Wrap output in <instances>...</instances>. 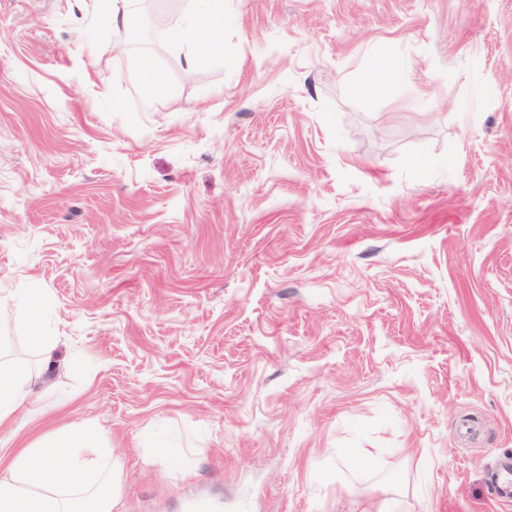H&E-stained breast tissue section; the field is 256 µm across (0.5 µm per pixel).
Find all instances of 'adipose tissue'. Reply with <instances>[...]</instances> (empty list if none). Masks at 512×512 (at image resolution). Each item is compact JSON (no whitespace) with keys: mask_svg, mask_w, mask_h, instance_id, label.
<instances>
[{"mask_svg":"<svg viewBox=\"0 0 512 512\" xmlns=\"http://www.w3.org/2000/svg\"><path fill=\"white\" fill-rule=\"evenodd\" d=\"M223 12H202L178 27L188 67L218 53ZM28 369L0 356V427L30 397ZM0 479V512H112L114 463L99 432L76 426L19 449Z\"/></svg>","mask_w":512,"mask_h":512,"instance_id":"adipose-tissue-1","label":"adipose tissue"}]
</instances>
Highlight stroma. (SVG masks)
<instances>
[{"instance_id":"stroma-1","label":"stroma","mask_w":512,"mask_h":512,"mask_svg":"<svg viewBox=\"0 0 512 512\" xmlns=\"http://www.w3.org/2000/svg\"><path fill=\"white\" fill-rule=\"evenodd\" d=\"M153 2L0 0V349L61 351L0 478L87 424L112 512H512V0H223L191 71ZM1 304L12 302L16 307L17 315L24 320L30 321L31 323L39 322L42 310L47 304V299L43 296L30 293L23 300L18 299L16 294L9 292L3 293L1 290Z\"/></svg>"}]
</instances>
